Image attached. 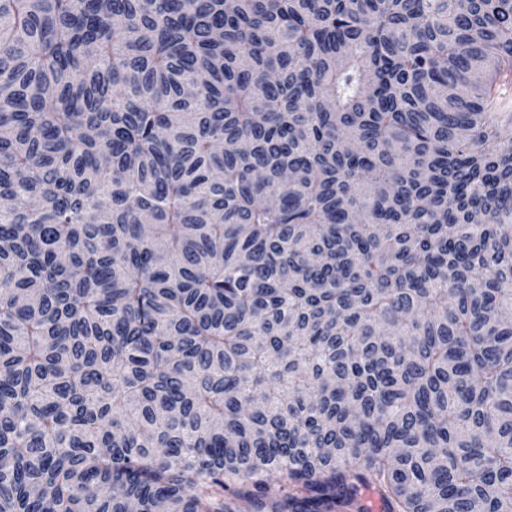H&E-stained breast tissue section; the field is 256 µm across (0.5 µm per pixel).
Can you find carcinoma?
<instances>
[{
	"mask_svg": "<svg viewBox=\"0 0 512 512\" xmlns=\"http://www.w3.org/2000/svg\"><path fill=\"white\" fill-rule=\"evenodd\" d=\"M512 512V0H0V512Z\"/></svg>",
	"mask_w": 512,
	"mask_h": 512,
	"instance_id": "cac0c4a2",
	"label": "carcinoma"
}]
</instances>
